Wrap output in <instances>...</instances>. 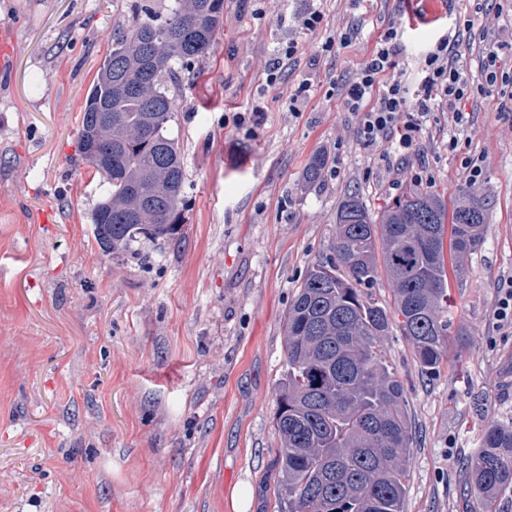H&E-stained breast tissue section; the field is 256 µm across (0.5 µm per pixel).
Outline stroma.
<instances>
[{"mask_svg": "<svg viewBox=\"0 0 512 512\" xmlns=\"http://www.w3.org/2000/svg\"><path fill=\"white\" fill-rule=\"evenodd\" d=\"M138 2L0 0V26L16 33L15 70L0 78V512H288L273 467L288 306L346 195L378 215L411 191L478 193L486 223L451 288L440 370L422 372L399 325L382 340L412 428L403 512H512V488L487 504L467 480L484 427L512 425V326L496 313L512 284V0H443L433 18L424 0H227L209 54L181 72L180 239L112 257L90 224L106 187L76 135ZM314 11L315 35L302 27ZM405 11L409 80L456 34L477 82L488 27L500 73L466 131L427 112L406 159L361 141L342 104L385 20ZM292 41L297 58L266 85L261 70ZM317 154L326 166L311 182Z\"/></svg>", "mask_w": 512, "mask_h": 512, "instance_id": "stroma-1", "label": "stroma"}]
</instances>
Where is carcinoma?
Listing matches in <instances>:
<instances>
[{
  "label": "carcinoma",
  "mask_w": 512,
  "mask_h": 512,
  "mask_svg": "<svg viewBox=\"0 0 512 512\" xmlns=\"http://www.w3.org/2000/svg\"><path fill=\"white\" fill-rule=\"evenodd\" d=\"M224 5L169 0L159 13L144 2L142 18L112 35L77 138L107 185L90 215L105 254L180 235L186 170L170 134L178 70L209 54ZM484 223L477 194L450 206L411 193L376 217L356 194L341 202L330 254L311 265L285 320L275 423L288 512H403L412 435L403 385L381 348L390 311L371 288L384 274L403 335L422 371L434 372L448 349L451 278L481 244ZM469 484L487 503L512 486V426L484 430Z\"/></svg>",
  "instance_id": "obj_1"
}]
</instances>
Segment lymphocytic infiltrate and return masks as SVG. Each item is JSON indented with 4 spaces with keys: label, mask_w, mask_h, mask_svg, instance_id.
<instances>
[{
    "label": "lymphocytic infiltrate",
    "mask_w": 512,
    "mask_h": 512,
    "mask_svg": "<svg viewBox=\"0 0 512 512\" xmlns=\"http://www.w3.org/2000/svg\"><path fill=\"white\" fill-rule=\"evenodd\" d=\"M406 24L389 21L380 35L371 58L343 89V105L358 117V135L369 142H386L400 154L416 151L422 131L421 117L428 100H436L452 114L456 127L471 124L466 104L475 93H492L497 82L498 54L488 49L481 66L479 90H472L458 65V45L449 38L439 39L428 50L416 94H409L401 73L396 70L397 54Z\"/></svg>",
    "instance_id": "1"
}]
</instances>
